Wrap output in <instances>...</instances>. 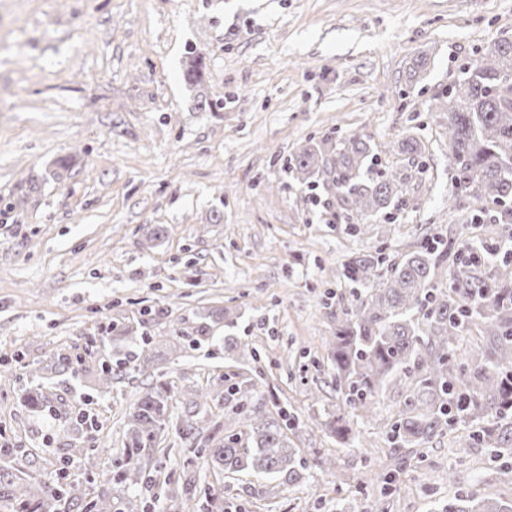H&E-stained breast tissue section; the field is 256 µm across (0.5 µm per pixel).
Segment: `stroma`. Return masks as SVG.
<instances>
[{
    "label": "stroma",
    "instance_id": "stroma-1",
    "mask_svg": "<svg viewBox=\"0 0 512 512\" xmlns=\"http://www.w3.org/2000/svg\"><path fill=\"white\" fill-rule=\"evenodd\" d=\"M512 39V0H0V443L9 467L55 486L121 494L126 414L156 381L213 400L203 437L247 424L233 389L256 390L310 459L303 485L225 477L169 433L136 497L141 512H359L391 457L401 489L381 512H441L456 491L511 497L462 427L395 448L402 400L384 392L360 444L322 426L340 404L328 342L354 301L343 265L423 239H461L445 119L431 98L490 43ZM205 79L187 85L189 51ZM426 60L420 81H407ZM421 141L420 165L391 144ZM356 134L380 168H406L404 203L358 223L286 165L307 142ZM455 199V198H454ZM211 327L194 344L187 330ZM257 352L246 358L244 349ZM133 363L110 387L105 358ZM143 371H136V364ZM39 387V410L23 394ZM96 451L94 466L70 451ZM334 461L341 485L315 465ZM454 469L456 487L439 485Z\"/></svg>",
    "mask_w": 512,
    "mask_h": 512
}]
</instances>
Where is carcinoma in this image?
<instances>
[{
	"instance_id": "carcinoma-1",
	"label": "carcinoma",
	"mask_w": 512,
	"mask_h": 512,
	"mask_svg": "<svg viewBox=\"0 0 512 512\" xmlns=\"http://www.w3.org/2000/svg\"><path fill=\"white\" fill-rule=\"evenodd\" d=\"M205 58L196 52L183 80L199 84ZM446 110L448 161L455 169V193L481 207L466 224H512V40L496 41L434 97ZM398 153L416 162L422 156L413 135L397 142ZM303 183L334 190L338 205L363 220L387 212L405 193L401 171L377 169L373 146L358 135L313 143L289 160ZM499 236L492 246L483 238L458 243L427 240L394 262L382 250L352 257L344 277L363 294L341 310L329 343L328 359L342 406L323 422L340 443L352 433L350 416L370 418L379 394L393 386L404 398L389 430L398 448H418L461 425L472 426V440L498 462L502 483L512 485V247ZM447 268L446 282L436 283V269ZM477 329L484 343L470 363L458 360L455 343ZM173 386L148 389L127 414L119 484H139L142 464L171 425ZM205 403L183 406L180 433L200 435L198 417ZM249 431L224 436L204 449L219 473H251L296 486L309 463L288 444L279 422L261 406L241 410ZM396 465L381 478L380 495L396 490ZM68 504L83 501L80 486L57 488L33 484L0 466V512H34L46 499ZM88 512H134L136 501L99 495ZM448 512H512V498L478 491L457 497Z\"/></svg>"
}]
</instances>
